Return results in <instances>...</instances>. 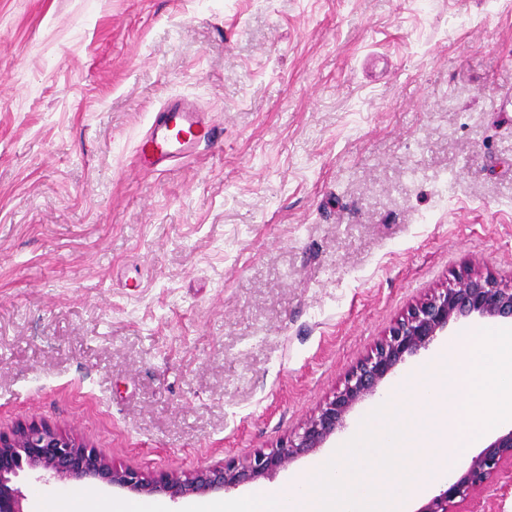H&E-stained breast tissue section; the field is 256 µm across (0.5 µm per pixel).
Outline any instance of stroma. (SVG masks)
<instances>
[{"label":"stroma","instance_id":"obj_1","mask_svg":"<svg viewBox=\"0 0 512 512\" xmlns=\"http://www.w3.org/2000/svg\"><path fill=\"white\" fill-rule=\"evenodd\" d=\"M170 99L216 137L150 168ZM474 270L512 284V0H0L1 432L150 473L269 451ZM36 478L26 512L129 496Z\"/></svg>","mask_w":512,"mask_h":512}]
</instances>
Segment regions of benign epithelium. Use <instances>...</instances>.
I'll list each match as a JSON object with an SVG mask.
<instances>
[{
  "instance_id": "1",
  "label": "benign epithelium",
  "mask_w": 512,
  "mask_h": 512,
  "mask_svg": "<svg viewBox=\"0 0 512 512\" xmlns=\"http://www.w3.org/2000/svg\"><path fill=\"white\" fill-rule=\"evenodd\" d=\"M473 315L512 321V287L480 273H468L452 288L419 302L398 321L388 336L345 381L343 389L320 407L296 438L269 452L245 459H228L220 466L192 473L146 475L132 467H117L92 448L76 443L47 425L29 424L12 433L0 432V512H26V496L10 486L23 466L39 472L38 480L79 483L95 480L132 493L165 494L173 499L230 491L241 483L266 477L300 454L319 448L344 426L346 416L404 361L427 348L449 323ZM512 465V429L491 441L458 478L431 497L417 512H449L454 499L476 496L494 479L504 463Z\"/></svg>"
}]
</instances>
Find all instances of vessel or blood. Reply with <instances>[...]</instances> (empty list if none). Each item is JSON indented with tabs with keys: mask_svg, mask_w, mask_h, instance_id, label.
<instances>
[{
	"mask_svg": "<svg viewBox=\"0 0 512 512\" xmlns=\"http://www.w3.org/2000/svg\"><path fill=\"white\" fill-rule=\"evenodd\" d=\"M214 136L212 127L181 103L168 101L157 115L152 128L139 147L144 164L156 166L190 152L199 141Z\"/></svg>",
	"mask_w": 512,
	"mask_h": 512,
	"instance_id": "obj_1",
	"label": "vessel or blood"
}]
</instances>
